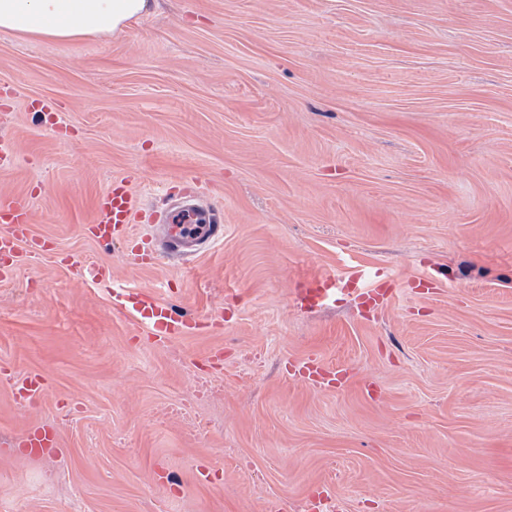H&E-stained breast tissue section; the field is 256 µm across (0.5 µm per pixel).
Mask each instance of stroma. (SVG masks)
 Instances as JSON below:
<instances>
[{
	"label": "stroma",
	"mask_w": 512,
	"mask_h": 512,
	"mask_svg": "<svg viewBox=\"0 0 512 512\" xmlns=\"http://www.w3.org/2000/svg\"><path fill=\"white\" fill-rule=\"evenodd\" d=\"M0 140V202L49 246L0 281V512H512V0H156L108 38L0 33ZM115 180L142 213L101 243ZM185 204L223 243L130 265ZM353 265L433 287L292 305L299 273ZM116 287L203 327L156 344ZM43 391L42 380L27 375L15 382L14 398L19 403H32ZM58 444L56 438L46 429L37 428L26 434L25 447L32 448L36 454H42Z\"/></svg>",
	"instance_id": "obj_1"
}]
</instances>
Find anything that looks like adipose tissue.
Masks as SVG:
<instances>
[{"label":"adipose tissue","mask_w":512,"mask_h":512,"mask_svg":"<svg viewBox=\"0 0 512 512\" xmlns=\"http://www.w3.org/2000/svg\"><path fill=\"white\" fill-rule=\"evenodd\" d=\"M154 0H0V32L70 40L111 36L152 12Z\"/></svg>","instance_id":"adipose-tissue-1"}]
</instances>
